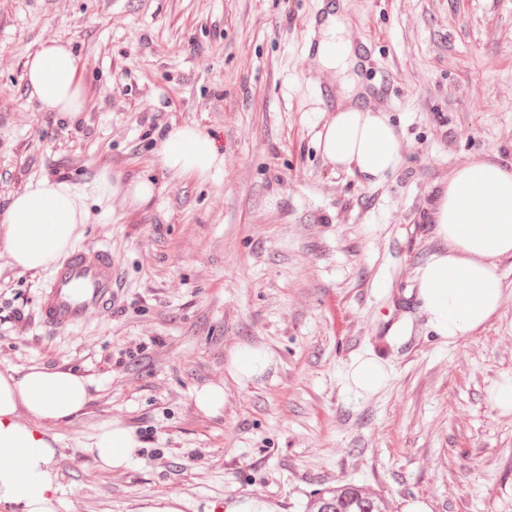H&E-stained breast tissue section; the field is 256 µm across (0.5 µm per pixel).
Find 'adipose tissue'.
<instances>
[{
	"instance_id": "obj_1",
	"label": "adipose tissue",
	"mask_w": 512,
	"mask_h": 512,
	"mask_svg": "<svg viewBox=\"0 0 512 512\" xmlns=\"http://www.w3.org/2000/svg\"><path fill=\"white\" fill-rule=\"evenodd\" d=\"M318 56L330 69L345 72L354 66L355 50L341 14L329 15L322 27ZM77 72L78 60L68 45L42 43L26 64L30 95L42 111H83ZM353 96L352 84H345L318 146L336 167L378 180L399 166V139L382 113L353 104ZM161 156L167 169L199 178L224 164L214 140L188 126L168 132ZM120 192L142 204L154 186L143 180L124 187L107 171L87 192L59 179L29 183L0 212V249L17 267L48 268L72 247L78 225L86 223L87 195ZM433 223L440 248L417 269L418 295L436 334L458 342L483 329L501 305L499 263L512 257V169L489 156L457 169L438 192ZM388 380L384 364L366 355L353 357L344 374L346 388L359 396L378 391ZM88 400L85 378L72 372L37 367L20 375L0 372V504L20 512H55V450L41 431L17 417L23 412L42 423L65 422ZM138 447L132 432L114 421L90 453L101 467L112 469L128 464Z\"/></svg>"
}]
</instances>
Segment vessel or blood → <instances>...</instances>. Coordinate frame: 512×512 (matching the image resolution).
Segmentation results:
<instances>
[{
    "label": "vessel or blood",
    "instance_id": "vessel-or-blood-1",
    "mask_svg": "<svg viewBox=\"0 0 512 512\" xmlns=\"http://www.w3.org/2000/svg\"><path fill=\"white\" fill-rule=\"evenodd\" d=\"M116 284L111 251L100 246L74 251L58 264L42 289L39 319L55 329L79 327L90 315L111 306Z\"/></svg>",
    "mask_w": 512,
    "mask_h": 512
}]
</instances>
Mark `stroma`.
I'll return each instance as SVG.
<instances>
[{"label": "stroma", "mask_w": 512, "mask_h": 512, "mask_svg": "<svg viewBox=\"0 0 512 512\" xmlns=\"http://www.w3.org/2000/svg\"><path fill=\"white\" fill-rule=\"evenodd\" d=\"M351 33L391 72L401 164L376 181L330 164L317 93L341 72L301 41L321 0H0V210L42 178L77 186L110 171L153 198L88 197L76 230L119 270L106 313L68 331L36 315L49 272L0 249V372L86 378L90 399L47 426L56 512H232L256 500L301 512L310 492L356 483L402 512H512V413L489 405L512 376V258L498 313L456 343L433 331L416 270L438 250L432 212L453 172L484 156L512 169V0H342ZM49 39L79 60L78 115L44 112L26 63ZM215 139L223 167L168 170L165 131ZM261 348L260 376L228 371ZM390 378L356 396L351 357ZM224 389L219 414L196 388ZM140 446L124 468L88 449L109 422ZM270 359L262 350L243 348L235 352L229 367L230 373L238 379H251L262 373L268 366Z\"/></svg>", "instance_id": "1"}]
</instances>
